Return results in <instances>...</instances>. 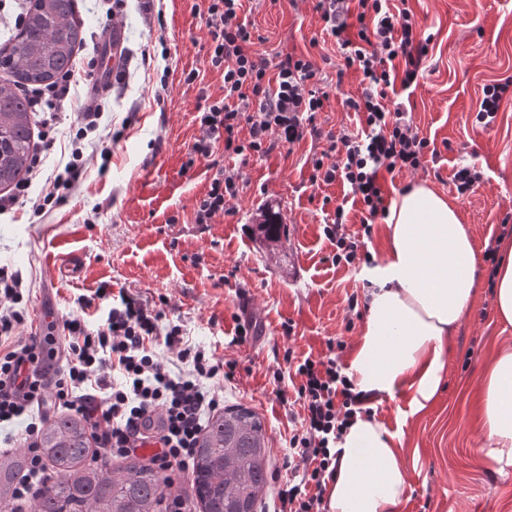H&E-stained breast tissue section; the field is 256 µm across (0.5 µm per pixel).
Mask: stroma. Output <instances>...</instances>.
<instances>
[{
    "instance_id": "obj_1",
    "label": "stroma",
    "mask_w": 512,
    "mask_h": 512,
    "mask_svg": "<svg viewBox=\"0 0 512 512\" xmlns=\"http://www.w3.org/2000/svg\"><path fill=\"white\" fill-rule=\"evenodd\" d=\"M149 0H128L120 18L124 81L104 104L102 126L120 132L106 173L90 157L79 188L43 223L28 205L0 214V268L21 274L30 290L25 335L47 330L53 318L78 312L80 296L100 286L155 305L183 326L192 348L229 366L205 388L224 393L263 420L270 459V489L262 512H275V490L301 468L286 465L289 439L300 429V405L280 402L278 391L296 382L289 362L329 356L330 344L349 366L365 315L348 309L350 296L367 305L366 266L336 265V247L324 228L344 207L349 230L361 229L362 205L341 182L311 181V158L324 145L311 139L240 161L216 147L210 159L187 166L199 135V106L222 98L224 77L208 64L204 45L207 0H163L162 20H147ZM416 25L433 37L417 86L397 90L395 102L412 114L420 136L437 154L417 173L397 172L388 198L415 181L452 200L477 253H484L512 216V97L504 98L490 125L476 123L485 85L512 79V0H407ZM252 33L253 51L277 64L286 54L307 53L319 64L329 99L318 120L323 129L356 130L346 105L358 97L360 76L337 77L340 51L312 0H246L240 15ZM194 82H186L189 72ZM239 170L243 189L230 211L208 224L195 221L197 201L210 185V163ZM484 173L479 189L459 199L452 186L457 167ZM279 211L280 243L259 238L266 209ZM73 255L82 271L58 277L56 264ZM490 265L479 262V291L465 323L450 337L440 391L428 408L413 412L412 391L366 402L367 417L397 435L406 487L398 512H512V468L498 471L478 456L484 444L479 382L487 361L512 346V326L494 311ZM249 326L236 343L239 326Z\"/></svg>"
}]
</instances>
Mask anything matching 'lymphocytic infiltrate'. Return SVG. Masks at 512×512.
<instances>
[{"label":"lymphocytic infiltrate","instance_id":"f902f5d3","mask_svg":"<svg viewBox=\"0 0 512 512\" xmlns=\"http://www.w3.org/2000/svg\"><path fill=\"white\" fill-rule=\"evenodd\" d=\"M243 0H208L206 27L211 37L208 59L224 75V96L200 107L202 132L192 154L209 158L216 144L225 153L263 156L304 137L325 140L313 160V181H342L362 203V230L386 218L389 206L381 172L417 171L430 149L401 106H389L388 90L417 83L429 54L430 38L417 34L408 8L392 9L390 0H315L327 34L343 57V69L360 72L363 91L347 105L361 116L360 131H323L316 123L328 98L310 56L289 54L277 66L251 52V33L241 22ZM98 59L86 55L55 82L32 92L30 103L41 134L30 157L28 177L12 193L0 196V214L29 200L33 217L65 202L86 165L88 134L96 132L102 112L100 95L87 98L75 112L69 160L38 197L29 188L53 145V133L72 85L94 84ZM247 138H240V131ZM240 176L225 168L213 174L207 193L197 202L195 221L210 223L227 202L238 197ZM326 235L336 243V264L353 266L368 260L361 232L348 230L343 209H336ZM106 289L82 298L80 311L62 319L64 340L46 335L24 336L26 317L21 275L0 268V424L25 420L21 439L27 468L18 479L14 500L30 505L37 483L49 466L39 448L45 415L31 417L45 401L83 417L91 428L96 454L125 458L146 441L158 444L151 461L160 471L190 468L205 413L220 410L224 400L203 389V381L223 372L222 362L192 349L181 325L163 323L161 312L128 296L110 307L103 324L89 329L81 315ZM189 363L186 371L175 363ZM121 383H114L113 374ZM300 383L296 399L304 410L303 429L289 440V460L302 464L300 481L279 485L278 512H325L324 491L336 473L335 446L362 413L365 395L343 374L336 359H305L295 371Z\"/></svg>","mask_w":512,"mask_h":512}]
</instances>
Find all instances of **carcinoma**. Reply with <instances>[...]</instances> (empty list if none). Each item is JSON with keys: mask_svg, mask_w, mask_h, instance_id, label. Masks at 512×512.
<instances>
[{"mask_svg": "<svg viewBox=\"0 0 512 512\" xmlns=\"http://www.w3.org/2000/svg\"><path fill=\"white\" fill-rule=\"evenodd\" d=\"M21 27L0 45V67L10 78L0 84V188L18 183L27 171L33 118L26 106L27 87L55 81L70 70L85 37L75 18V0H30ZM24 104V110L14 108ZM258 232L264 240H281L282 225L267 213ZM52 477L42 483L31 512H87L94 502L108 512H162L166 481L149 462L128 457L114 465L106 459L87 462L92 444L86 421L63 413L39 436ZM265 430L253 410L235 405L212 415L198 438L192 459L193 491L202 512H258L268 486Z\"/></svg>", "mask_w": 512, "mask_h": 512, "instance_id": "cac0c4a2", "label": "carcinoma"}]
</instances>
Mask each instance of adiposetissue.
<instances>
[{
    "instance_id": "ef3b65f1",
    "label": "adipose tissue",
    "mask_w": 512,
    "mask_h": 512,
    "mask_svg": "<svg viewBox=\"0 0 512 512\" xmlns=\"http://www.w3.org/2000/svg\"><path fill=\"white\" fill-rule=\"evenodd\" d=\"M390 250L369 274L368 315L348 376L375 397L414 391L423 410L446 367V345L462 324L479 282L468 227L447 197L416 184L397 194L386 219ZM481 456L512 465V346L488 363L480 383ZM330 512H398L406 486L394 434L356 418L337 443Z\"/></svg>"
}]
</instances>
